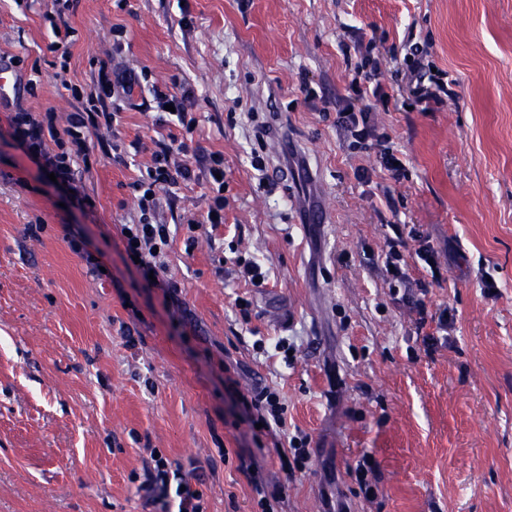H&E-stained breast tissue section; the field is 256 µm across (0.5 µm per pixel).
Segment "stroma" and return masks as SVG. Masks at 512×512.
<instances>
[{
  "label": "stroma",
  "instance_id": "obj_1",
  "mask_svg": "<svg viewBox=\"0 0 512 512\" xmlns=\"http://www.w3.org/2000/svg\"><path fill=\"white\" fill-rule=\"evenodd\" d=\"M74 4L62 56L48 49L51 0H0V57L23 84L38 80L9 103L54 111L62 127L72 87H93L101 66L145 71L148 86L118 124L91 132L86 210L16 142L0 105V512H155L141 485L156 454L200 492L203 512H258L255 477L281 487V512H512V0ZM363 33L377 37L395 100L371 118L405 165L398 179L375 153L351 152L336 124L342 48ZM424 41L455 82L430 112L403 106L395 60ZM182 83L197 91L198 123L192 180L161 193L172 300L131 263L120 227L138 220L134 185L156 142L182 133L156 125L148 88ZM251 112L291 132L289 180L251 167L268 148ZM114 140L145 149L117 160ZM214 152L226 200L216 229L200 221ZM319 207L327 223L310 220ZM399 231L425 322L386 271ZM420 235L438 273L415 255ZM240 256L263 265L265 285L238 278ZM443 310L448 337L427 345ZM228 369L241 392L278 390L289 431L309 438L304 471L286 475L275 448L257 450ZM365 456L371 499L354 471Z\"/></svg>",
  "mask_w": 512,
  "mask_h": 512
}]
</instances>
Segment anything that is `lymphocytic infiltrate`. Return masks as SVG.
<instances>
[{
    "label": "lymphocytic infiltrate",
    "mask_w": 512,
    "mask_h": 512,
    "mask_svg": "<svg viewBox=\"0 0 512 512\" xmlns=\"http://www.w3.org/2000/svg\"><path fill=\"white\" fill-rule=\"evenodd\" d=\"M358 46L361 50L360 58L349 82L350 95L340 112L341 123L350 134L352 148L376 150L381 165L397 177L402 168L396 163L397 157L388 144V136L376 134L367 107L371 100L382 104L390 100L378 79L381 63L373 53L375 41L371 38L362 40ZM428 54L429 47L423 44L411 48L404 57L408 91L406 103L413 108L440 105L453 95L441 73L433 71L431 64L427 63ZM138 81V75L129 70H101L97 90L86 93L74 91V99L83 102L84 108L73 115L67 126H58L54 113H45L37 119L20 108L10 117L12 135L37 160L45 173L55 174L58 185L71 191L74 199H81L75 166L88 158L85 131L101 121L108 124L116 121V114L101 112L99 103L114 96L125 97ZM152 94L157 111L156 124H166L163 109L169 104L174 107L175 117L186 136L193 133L196 119L191 109L197 96L192 86L180 84L172 91L156 87ZM190 150L186 137L177 144L157 147L147 168L146 178L135 184L138 192V221L121 227L128 257L138 259L142 275H154L157 287L167 289L172 294L176 293L177 285L165 279V264L162 260L170 245L171 235L168 225L157 219L160 206L158 193L191 179V169L177 160L178 155L188 154ZM237 403L242 416L254 429L255 444H262L264 437L274 436L275 432L285 431V408L278 393L271 387L260 386L254 388L251 394H238ZM143 488L157 512H202L200 493L189 485L180 470L171 469L166 460L156 459L153 468L147 472Z\"/></svg>",
    "instance_id": "f902f5d3"
}]
</instances>
